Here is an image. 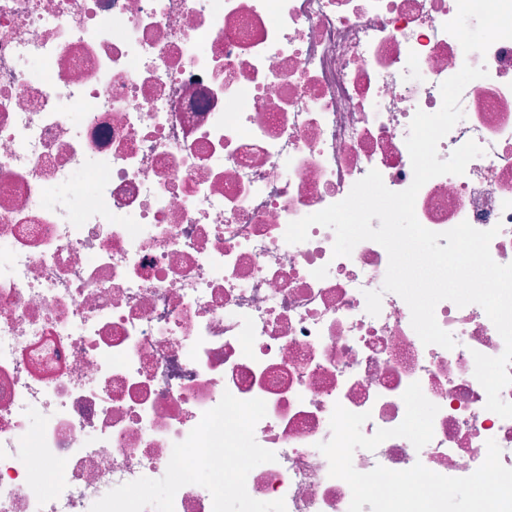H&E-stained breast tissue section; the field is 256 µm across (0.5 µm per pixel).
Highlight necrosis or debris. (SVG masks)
<instances>
[{"instance_id":"1","label":"necrosis or debris","mask_w":512,"mask_h":512,"mask_svg":"<svg viewBox=\"0 0 512 512\" xmlns=\"http://www.w3.org/2000/svg\"><path fill=\"white\" fill-rule=\"evenodd\" d=\"M466 64L488 75L438 155L485 153L415 215L496 229L509 264L512 0H0V512H90L161 478L227 392L266 404L255 439L277 459L246 488L286 512H348L317 448L335 405L370 436L415 381L432 440L357 450V471L464 477L490 439L512 468V418L474 376L504 349L483 308L440 302L456 345H424L380 244L285 240L369 170L408 188L410 123Z\"/></svg>"}]
</instances>
